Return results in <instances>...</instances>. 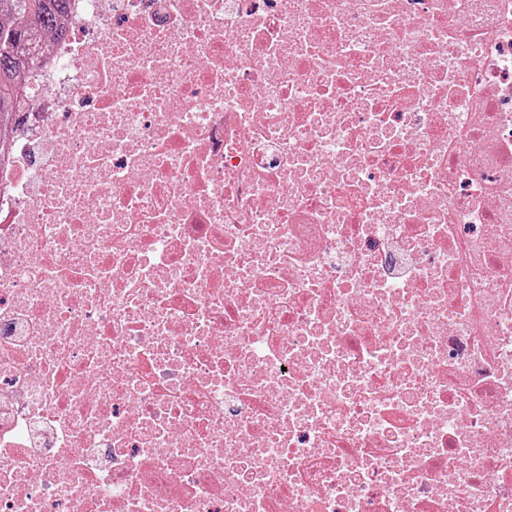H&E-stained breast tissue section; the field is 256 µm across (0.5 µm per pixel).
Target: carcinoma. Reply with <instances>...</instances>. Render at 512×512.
Listing matches in <instances>:
<instances>
[{
	"label": "carcinoma",
	"mask_w": 512,
	"mask_h": 512,
	"mask_svg": "<svg viewBox=\"0 0 512 512\" xmlns=\"http://www.w3.org/2000/svg\"><path fill=\"white\" fill-rule=\"evenodd\" d=\"M69 0H0V122L19 109L24 81L45 33L66 35Z\"/></svg>",
	"instance_id": "cac0c4a2"
}]
</instances>
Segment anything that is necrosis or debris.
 Wrapping results in <instances>:
<instances>
[{"instance_id":"necrosis-or-debris-1","label":"necrosis or debris","mask_w":512,"mask_h":512,"mask_svg":"<svg viewBox=\"0 0 512 512\" xmlns=\"http://www.w3.org/2000/svg\"><path fill=\"white\" fill-rule=\"evenodd\" d=\"M0 155V512H512V0H70Z\"/></svg>"}]
</instances>
